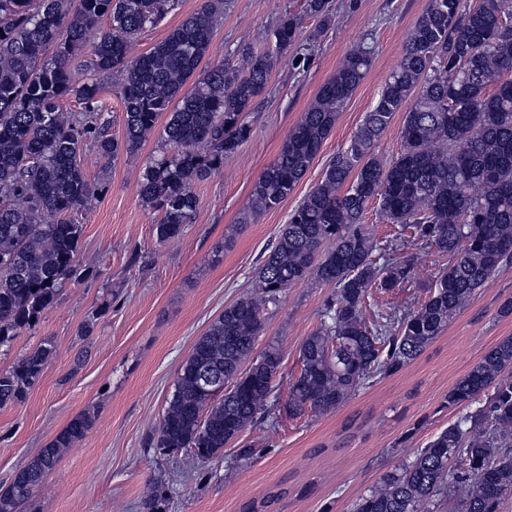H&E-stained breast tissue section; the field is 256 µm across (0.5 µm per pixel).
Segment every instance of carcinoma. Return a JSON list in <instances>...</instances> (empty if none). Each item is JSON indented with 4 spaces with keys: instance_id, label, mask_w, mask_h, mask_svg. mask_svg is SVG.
Instances as JSON below:
<instances>
[{
    "instance_id": "1",
    "label": "carcinoma",
    "mask_w": 512,
    "mask_h": 512,
    "mask_svg": "<svg viewBox=\"0 0 512 512\" xmlns=\"http://www.w3.org/2000/svg\"><path fill=\"white\" fill-rule=\"evenodd\" d=\"M178 7V0H0V347L35 323L80 266L83 225L74 218L102 191L89 179L86 149L108 163L135 153L167 115L165 150L144 169L142 201L158 212L164 243L193 223L195 184L208 180L249 139L251 115L279 56L295 48L306 17L325 26L331 0H303L269 30L266 46L243 44L238 64L200 68L210 52L220 7L201 6L149 51L128 60V46ZM373 47L349 49L336 73L289 131L255 180L248 212L277 208L320 153L372 67ZM87 75L78 80L75 68ZM124 76L125 136L108 132L105 80ZM71 99L78 108L67 110ZM408 105L399 152L374 153L395 112ZM378 202L383 220L448 256L428 299L412 311L393 306L366 318L370 290L393 291L411 279L412 259L388 252L362 224ZM512 265V0H428L376 106L319 183L290 211L257 269L258 293L224 309L199 337L176 375L155 447L189 448L210 458L268 412L281 372L278 347L255 356L264 311L287 288L314 279L334 285L319 327L299 351L301 369L283 409L335 410L380 376L419 357L493 278ZM55 346L43 341L0 371V407L23 399ZM249 367H243L246 359ZM206 366L231 389L207 392ZM478 407L440 431L414 458L382 475L353 512H501L512 497V337L501 340L445 397L450 409ZM94 417L76 415L0 493V512H19L64 451Z\"/></svg>"
}]
</instances>
